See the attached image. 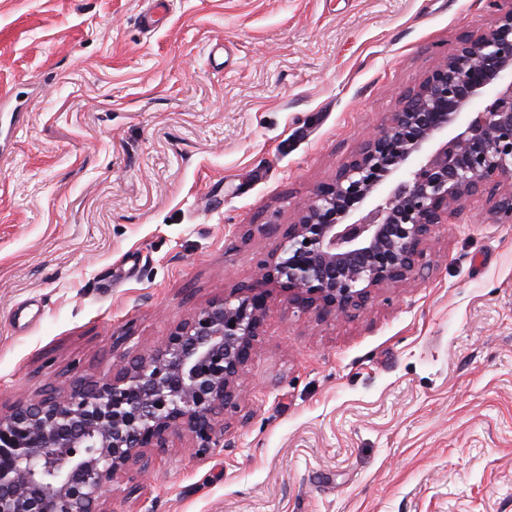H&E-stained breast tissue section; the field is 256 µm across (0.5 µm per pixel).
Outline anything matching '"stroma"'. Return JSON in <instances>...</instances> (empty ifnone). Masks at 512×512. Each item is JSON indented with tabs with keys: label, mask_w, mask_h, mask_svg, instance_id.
Returning a JSON list of instances; mask_svg holds the SVG:
<instances>
[{
	"label": "stroma",
	"mask_w": 512,
	"mask_h": 512,
	"mask_svg": "<svg viewBox=\"0 0 512 512\" xmlns=\"http://www.w3.org/2000/svg\"><path fill=\"white\" fill-rule=\"evenodd\" d=\"M0 0V403L251 285L299 205L493 22L486 0ZM348 319L274 291L204 458L108 512H512V224L488 195Z\"/></svg>",
	"instance_id": "1"
}]
</instances>
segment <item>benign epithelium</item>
I'll list each match as a JSON object with an SVG mask.
<instances>
[{"label": "benign epithelium", "instance_id": "1", "mask_svg": "<svg viewBox=\"0 0 512 512\" xmlns=\"http://www.w3.org/2000/svg\"><path fill=\"white\" fill-rule=\"evenodd\" d=\"M439 59L401 111L304 202L247 288L213 299L157 345L0 406V512H107L104 498L144 450L187 436L201 457L238 409L273 287L302 309L348 317L374 290L412 279L423 245L483 191L512 223V0Z\"/></svg>", "mask_w": 512, "mask_h": 512}]
</instances>
